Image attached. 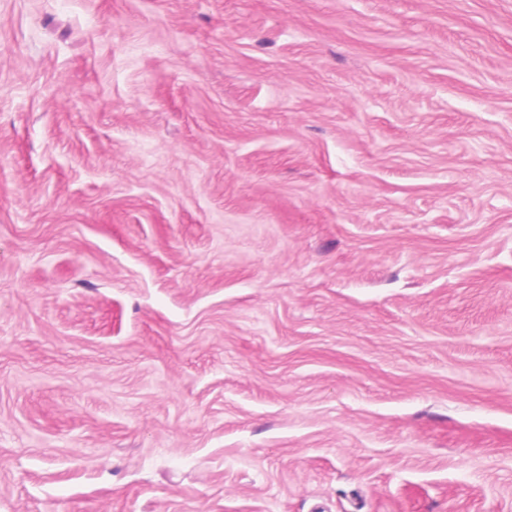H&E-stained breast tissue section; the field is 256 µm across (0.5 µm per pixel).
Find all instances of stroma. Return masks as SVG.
Wrapping results in <instances>:
<instances>
[{
  "mask_svg": "<svg viewBox=\"0 0 512 512\" xmlns=\"http://www.w3.org/2000/svg\"><path fill=\"white\" fill-rule=\"evenodd\" d=\"M0 512H512V0H0Z\"/></svg>",
  "mask_w": 512,
  "mask_h": 512,
  "instance_id": "obj_1",
  "label": "stroma"
}]
</instances>
